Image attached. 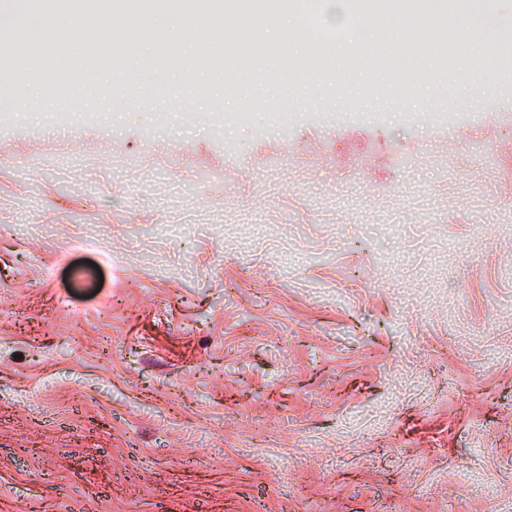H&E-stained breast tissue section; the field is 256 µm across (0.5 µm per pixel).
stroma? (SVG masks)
<instances>
[{"mask_svg": "<svg viewBox=\"0 0 512 512\" xmlns=\"http://www.w3.org/2000/svg\"><path fill=\"white\" fill-rule=\"evenodd\" d=\"M0 129V512H512V92Z\"/></svg>", "mask_w": 512, "mask_h": 512, "instance_id": "35a3bbf8", "label": "stroma"}]
</instances>
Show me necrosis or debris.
I'll list each match as a JSON object with an SVG mask.
<instances>
[{"label": "necrosis or debris", "instance_id": "necrosis-or-debris-1", "mask_svg": "<svg viewBox=\"0 0 512 512\" xmlns=\"http://www.w3.org/2000/svg\"><path fill=\"white\" fill-rule=\"evenodd\" d=\"M13 6L32 21L40 20L49 11L80 13L91 26L100 18V0H0L2 11ZM111 11L116 18L135 17L138 33L129 36L120 26L113 28L111 39L90 43L85 51L82 80H90L93 67L102 63L111 66L113 73L123 74L125 55L139 40L154 45L155 68L190 74L197 62L178 52L180 35L166 23L168 17L184 15L199 28L208 27L217 18L237 21L233 32L237 53L230 69L242 82L252 79L251 64L258 56L275 61L273 75L284 84L317 75L330 76L344 67L330 53L333 41L351 38L353 54L361 55L373 23L396 19L403 24L407 36L379 56L375 83L376 88L386 90L394 103H401L406 92L422 81L421 74L403 68V61L424 55L436 67L445 68L454 64L459 49L465 46L489 61L501 88H512V19L497 11L496 0H347L348 25L344 28L322 23L319 0H197L193 5L187 0H111ZM286 12L297 17V25L279 41H267L266 27ZM302 36L310 40V49L316 56L314 66H305L302 58L290 50L293 41ZM67 55L68 49L63 45L53 55H46L36 36L18 30L0 51V70L14 73L22 81L37 80L56 70Z\"/></svg>", "mask_w": 512, "mask_h": 512}]
</instances>
